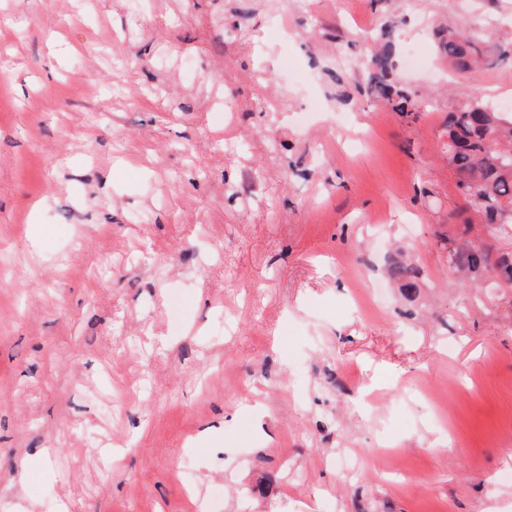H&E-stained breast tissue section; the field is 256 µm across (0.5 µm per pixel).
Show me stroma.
Here are the masks:
<instances>
[{
  "label": "stroma",
  "instance_id": "obj_1",
  "mask_svg": "<svg viewBox=\"0 0 512 512\" xmlns=\"http://www.w3.org/2000/svg\"><path fill=\"white\" fill-rule=\"evenodd\" d=\"M4 18L0 512H512V288L459 284L441 244L448 106L512 109V61L461 77L433 36L512 35V0ZM391 19L416 120L333 78ZM386 274L389 280L399 285L400 290L410 294L416 288L420 271L417 266L395 258L389 262Z\"/></svg>",
  "mask_w": 512,
  "mask_h": 512
}]
</instances>
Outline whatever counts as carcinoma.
<instances>
[{
    "label": "carcinoma",
    "instance_id": "1",
    "mask_svg": "<svg viewBox=\"0 0 512 512\" xmlns=\"http://www.w3.org/2000/svg\"><path fill=\"white\" fill-rule=\"evenodd\" d=\"M395 25L382 26L372 52L368 92L401 113L421 114L425 105L400 87L393 76ZM437 49L460 73L512 57V50L495 40L475 41L465 29L437 32ZM445 153L462 195L463 230L445 238L448 264L458 281L497 290L512 286V250L504 251L474 233L473 218L497 235L512 237V113L501 112L479 95L448 107ZM389 280L409 294L420 275L417 266L393 259L386 269Z\"/></svg>",
    "mask_w": 512,
    "mask_h": 512
}]
</instances>
